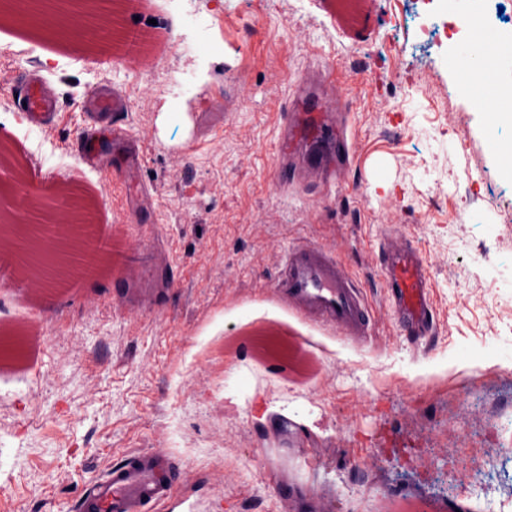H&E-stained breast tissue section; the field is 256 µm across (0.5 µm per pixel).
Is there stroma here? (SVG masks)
<instances>
[{"label": "stroma", "instance_id": "35a3bbf8", "mask_svg": "<svg viewBox=\"0 0 512 512\" xmlns=\"http://www.w3.org/2000/svg\"><path fill=\"white\" fill-rule=\"evenodd\" d=\"M323 0H150L98 18L117 31L156 20L166 46L144 66L73 54L46 22L0 26V45L34 49L11 72L46 83L51 133L22 131L23 90L0 92L5 146L24 183L93 200L100 236L127 227L124 255L144 277L82 279L46 294L36 351L0 343V397L23 387L31 418L0 407V512H76L87 485L133 451L185 472L154 512H512V173L490 153L492 127L456 94L443 30L413 13L439 0H371L352 34ZM332 71V86L320 73ZM124 98L110 125L136 141L140 163L109 176L83 162L94 92ZM332 113L345 134L336 166L307 145L279 179L285 117L300 101ZM420 253L437 311L412 340L387 306L382 256L393 234ZM332 251L361 286L373 328L363 345L329 333L270 297L294 246ZM315 341L313 370L257 359L263 329ZM476 391L472 415L457 400ZM499 421L485 441L486 411ZM271 423H264L263 414ZM224 433L223 449L213 446ZM232 466L223 498L207 459ZM494 464L458 479L473 457ZM288 488L280 497L279 485Z\"/></svg>", "mask_w": 512, "mask_h": 512}]
</instances>
